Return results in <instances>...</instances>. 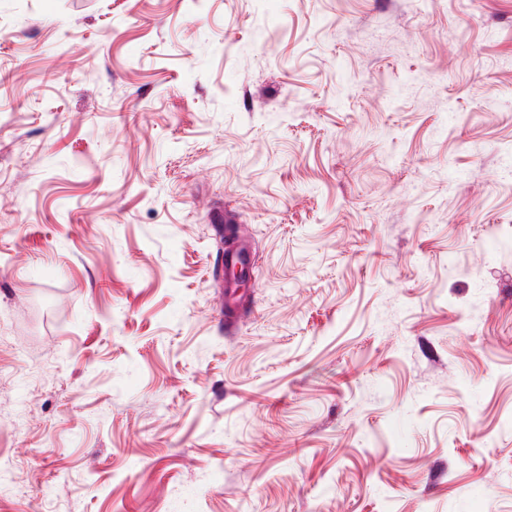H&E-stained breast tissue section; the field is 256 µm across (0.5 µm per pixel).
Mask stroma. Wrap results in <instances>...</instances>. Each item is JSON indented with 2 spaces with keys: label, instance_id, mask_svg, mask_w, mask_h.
<instances>
[{
  "label": "stroma",
  "instance_id": "obj_1",
  "mask_svg": "<svg viewBox=\"0 0 512 512\" xmlns=\"http://www.w3.org/2000/svg\"><path fill=\"white\" fill-rule=\"evenodd\" d=\"M0 512H512V0H0ZM224 256V269H241L244 271L250 261V255L246 246L241 243L225 246L222 250Z\"/></svg>",
  "mask_w": 512,
  "mask_h": 512
}]
</instances>
